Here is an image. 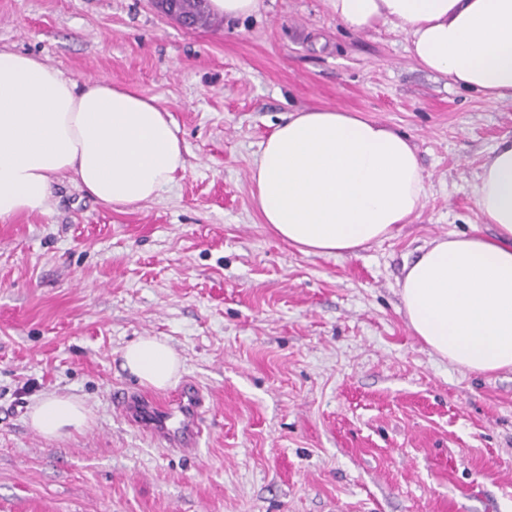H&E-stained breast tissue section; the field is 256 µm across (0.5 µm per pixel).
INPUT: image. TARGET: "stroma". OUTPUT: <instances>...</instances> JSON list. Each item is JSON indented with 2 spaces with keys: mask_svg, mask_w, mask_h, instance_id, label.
<instances>
[{
  "mask_svg": "<svg viewBox=\"0 0 512 512\" xmlns=\"http://www.w3.org/2000/svg\"><path fill=\"white\" fill-rule=\"evenodd\" d=\"M391 24L353 33L323 0L187 29L152 0H0V48L83 83L156 98L185 169L115 209L68 177L49 212L0 223V512H512V370L439 359L400 310L404 266L479 229L471 193L512 99L421 69ZM343 109L407 136L421 213L353 255H306L262 224L251 168L298 110ZM159 336L209 393L197 456L167 451L116 409L142 389L123 347ZM87 429H30L49 393ZM90 410L80 399L50 393L37 401L29 412V425L45 439H63L88 427Z\"/></svg>",
  "mask_w": 512,
  "mask_h": 512,
  "instance_id": "1",
  "label": "stroma"
}]
</instances>
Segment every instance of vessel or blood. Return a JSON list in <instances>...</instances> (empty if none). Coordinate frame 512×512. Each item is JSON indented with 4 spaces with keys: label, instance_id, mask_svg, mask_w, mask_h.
Returning <instances> with one entry per match:
<instances>
[{
    "label": "vessel or blood",
    "instance_id": "b4317fda",
    "mask_svg": "<svg viewBox=\"0 0 512 512\" xmlns=\"http://www.w3.org/2000/svg\"><path fill=\"white\" fill-rule=\"evenodd\" d=\"M114 403L122 415L167 450L195 455L205 430L208 402L195 386L183 388L165 403L138 393H119Z\"/></svg>",
    "mask_w": 512,
    "mask_h": 512
}]
</instances>
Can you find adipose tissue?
I'll return each mask as SVG.
<instances>
[{
	"label": "adipose tissue",
	"instance_id": "obj_1",
	"mask_svg": "<svg viewBox=\"0 0 512 512\" xmlns=\"http://www.w3.org/2000/svg\"><path fill=\"white\" fill-rule=\"evenodd\" d=\"M347 30L388 23L424 70L491 102L512 99V0H325ZM184 147L155 98L105 79L76 82L40 59L0 49V223L49 210L63 175L112 207L149 202L184 168ZM251 178L263 223L300 252L352 255L394 237L424 206L426 176L403 134L339 109L294 112L262 142ZM472 195L494 233L435 238L405 267L401 309L439 358L468 373L512 369V134L481 164ZM182 362L142 336L122 367L157 390ZM90 411L50 393L29 412L46 439L88 427Z\"/></svg>",
	"mask_w": 512,
	"mask_h": 512
}]
</instances>
